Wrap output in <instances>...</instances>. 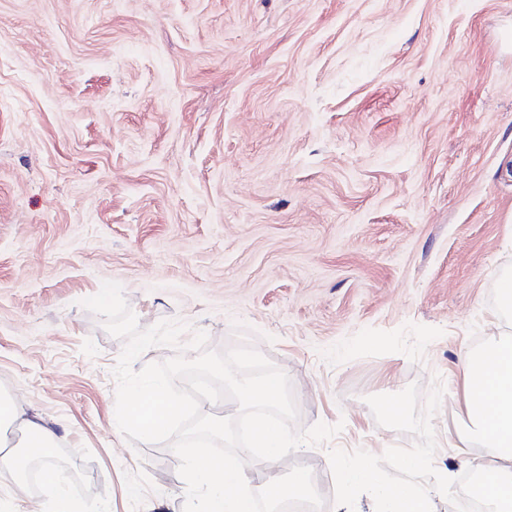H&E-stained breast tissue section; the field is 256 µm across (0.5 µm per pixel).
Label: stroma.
I'll return each instance as SVG.
<instances>
[{
  "mask_svg": "<svg viewBox=\"0 0 512 512\" xmlns=\"http://www.w3.org/2000/svg\"><path fill=\"white\" fill-rule=\"evenodd\" d=\"M512 0H0V392L60 435L81 512H183L165 445L129 443L123 342L82 301L121 285L284 371L276 464L413 436L368 396L444 395L435 469L466 456L463 361L512 338Z\"/></svg>",
  "mask_w": 512,
  "mask_h": 512,
  "instance_id": "obj_1",
  "label": "stroma"
}]
</instances>
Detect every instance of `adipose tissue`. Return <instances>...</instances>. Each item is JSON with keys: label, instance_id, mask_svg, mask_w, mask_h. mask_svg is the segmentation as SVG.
<instances>
[{"label": "adipose tissue", "instance_id": "1", "mask_svg": "<svg viewBox=\"0 0 512 512\" xmlns=\"http://www.w3.org/2000/svg\"><path fill=\"white\" fill-rule=\"evenodd\" d=\"M464 413L474 433L491 448L483 486L493 512H512V340L490 344L477 358L461 366ZM56 431L30 419L18 400L0 395V483L19 482V461L32 448H51ZM190 478L207 491L204 512H255L258 495L271 502L302 495L309 489V472L295 468L289 481L269 475L255 486L244 454L211 463L206 450L187 461Z\"/></svg>", "mask_w": 512, "mask_h": 512}]
</instances>
